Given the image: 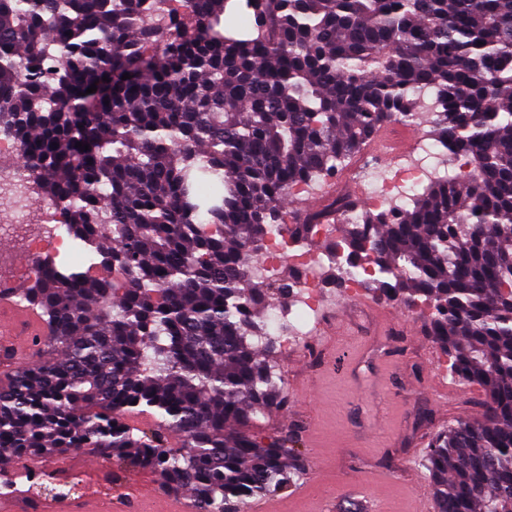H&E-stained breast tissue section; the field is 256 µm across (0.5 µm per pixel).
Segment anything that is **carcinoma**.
Wrapping results in <instances>:
<instances>
[{"label": "carcinoma", "instance_id": "carcinoma-1", "mask_svg": "<svg viewBox=\"0 0 512 512\" xmlns=\"http://www.w3.org/2000/svg\"><path fill=\"white\" fill-rule=\"evenodd\" d=\"M160 2L0 0V135L70 235L121 271L44 262L16 293L45 335L41 365L0 382V463L90 448L187 493L192 512H246L302 479L290 436L253 430L287 399L271 287L248 261L275 226L307 244L340 220L320 243L342 251L323 285L370 260L363 286L429 307L451 373L485 395L482 419L428 444L436 512H512V0H180L162 31ZM423 112L466 173L410 208L283 210ZM138 407L160 432L135 434Z\"/></svg>", "mask_w": 512, "mask_h": 512}]
</instances>
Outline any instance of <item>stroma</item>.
I'll return each instance as SVG.
<instances>
[{
  "mask_svg": "<svg viewBox=\"0 0 512 512\" xmlns=\"http://www.w3.org/2000/svg\"><path fill=\"white\" fill-rule=\"evenodd\" d=\"M310 337L275 355L287 412L258 417L265 434L292 430L306 476L277 494L283 512H324L327 504L367 494L384 512H415L430 497L421 465L435 433L484 413L480 391L456 381L447 356L427 336V308L396 307L374 291L329 290ZM47 469L99 483L112 512H137L148 488L166 501L154 474L74 448Z\"/></svg>",
  "mask_w": 512,
  "mask_h": 512,
  "instance_id": "stroma-1",
  "label": "stroma"
}]
</instances>
